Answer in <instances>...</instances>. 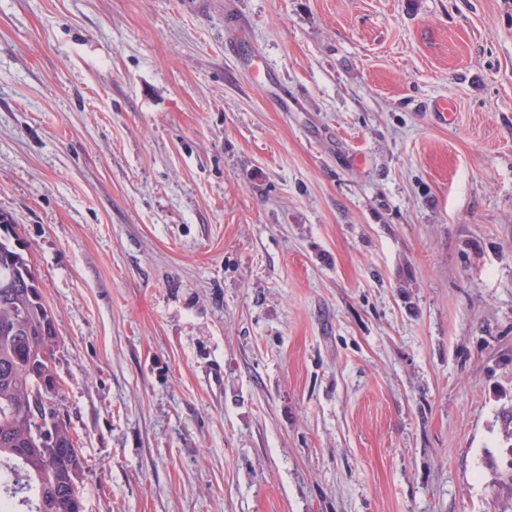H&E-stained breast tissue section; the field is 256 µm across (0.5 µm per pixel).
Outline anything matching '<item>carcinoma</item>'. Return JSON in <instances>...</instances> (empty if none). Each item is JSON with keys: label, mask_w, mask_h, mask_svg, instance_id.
I'll return each mask as SVG.
<instances>
[{"label": "carcinoma", "mask_w": 512, "mask_h": 512, "mask_svg": "<svg viewBox=\"0 0 512 512\" xmlns=\"http://www.w3.org/2000/svg\"><path fill=\"white\" fill-rule=\"evenodd\" d=\"M30 268L13 236L0 234V465L13 464L0 473V482L9 484L24 512H82L84 457L69 422L39 392V381L55 380L58 332L52 311L27 277ZM38 411L53 419L41 444L32 437Z\"/></svg>", "instance_id": "obj_1"}]
</instances>
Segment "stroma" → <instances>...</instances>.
Returning <instances> with one entry per match:
<instances>
[{
	"label": "stroma",
	"mask_w": 512,
	"mask_h": 512,
	"mask_svg": "<svg viewBox=\"0 0 512 512\" xmlns=\"http://www.w3.org/2000/svg\"><path fill=\"white\" fill-rule=\"evenodd\" d=\"M0 212L85 512H512V0H0Z\"/></svg>",
	"instance_id": "stroma-1"
}]
</instances>
